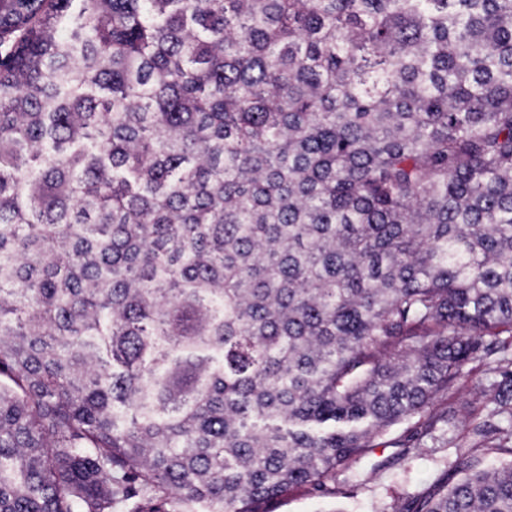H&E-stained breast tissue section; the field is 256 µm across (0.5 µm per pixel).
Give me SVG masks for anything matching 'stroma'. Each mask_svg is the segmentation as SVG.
I'll return each mask as SVG.
<instances>
[{
	"instance_id": "1",
	"label": "stroma",
	"mask_w": 512,
	"mask_h": 512,
	"mask_svg": "<svg viewBox=\"0 0 512 512\" xmlns=\"http://www.w3.org/2000/svg\"><path fill=\"white\" fill-rule=\"evenodd\" d=\"M459 454L449 447L446 434H437L422 448L387 445L373 449L360 463L336 473L341 493L316 498L301 490L289 491L273 507L274 512H389L402 498L427 489Z\"/></svg>"
}]
</instances>
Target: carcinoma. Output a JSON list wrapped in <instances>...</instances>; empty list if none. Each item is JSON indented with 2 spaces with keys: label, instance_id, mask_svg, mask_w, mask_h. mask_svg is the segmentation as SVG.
I'll list each match as a JSON object with an SVG mask.
<instances>
[{
  "label": "carcinoma",
  "instance_id": "carcinoma-1",
  "mask_svg": "<svg viewBox=\"0 0 512 512\" xmlns=\"http://www.w3.org/2000/svg\"><path fill=\"white\" fill-rule=\"evenodd\" d=\"M474 360L512 456V0H0V512L334 496Z\"/></svg>",
  "mask_w": 512,
  "mask_h": 512
}]
</instances>
